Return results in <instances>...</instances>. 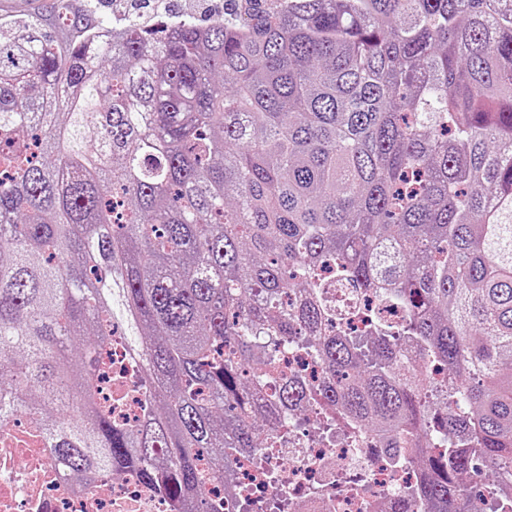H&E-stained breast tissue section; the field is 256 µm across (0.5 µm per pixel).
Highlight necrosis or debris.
Segmentation results:
<instances>
[{
  "label": "necrosis or debris",
  "instance_id": "obj_1",
  "mask_svg": "<svg viewBox=\"0 0 512 512\" xmlns=\"http://www.w3.org/2000/svg\"><path fill=\"white\" fill-rule=\"evenodd\" d=\"M315 418L307 407L288 410L284 445L237 464L234 480L250 512H390L405 483L379 438ZM0 512H167V505L132 473L74 483L22 417L0 434Z\"/></svg>",
  "mask_w": 512,
  "mask_h": 512
}]
</instances>
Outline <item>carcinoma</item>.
I'll list each match as a JSON object with an SVG mask.
<instances>
[{
  "label": "carcinoma",
  "mask_w": 512,
  "mask_h": 512,
  "mask_svg": "<svg viewBox=\"0 0 512 512\" xmlns=\"http://www.w3.org/2000/svg\"><path fill=\"white\" fill-rule=\"evenodd\" d=\"M103 29L0 38V427L246 512L204 488L278 433L254 399L292 340L323 381L270 405L378 435L425 512H512V0ZM336 288L379 297L367 331L325 334Z\"/></svg>",
  "instance_id": "cac0c4a2"
}]
</instances>
